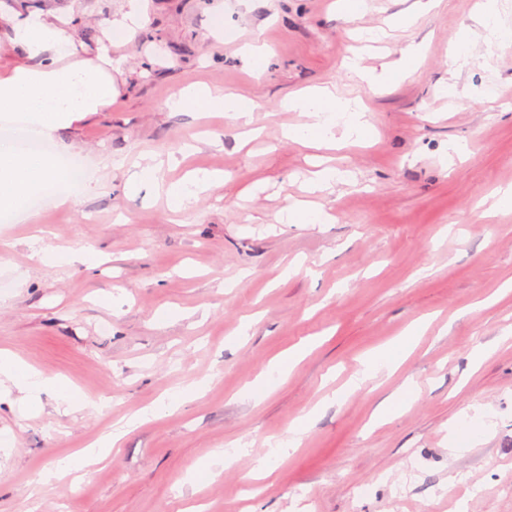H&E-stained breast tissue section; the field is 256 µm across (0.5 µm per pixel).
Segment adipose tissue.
Masks as SVG:
<instances>
[{"instance_id":"ef3b65f1","label":"adipose tissue","mask_w":512,"mask_h":512,"mask_svg":"<svg viewBox=\"0 0 512 512\" xmlns=\"http://www.w3.org/2000/svg\"><path fill=\"white\" fill-rule=\"evenodd\" d=\"M147 23L142 0H127L120 20L108 25L98 47L97 61L78 56L76 46L65 35L61 19L51 13L19 18L0 11V26L11 32V40L25 53L24 63L0 69V116L22 115L31 129L41 135L67 126L74 114L100 112L112 104L119 89L106 66L112 61V48L134 29ZM173 108H190L223 114L239 127L250 123L256 101L241 93H214L198 87L171 99ZM290 109L308 113L310 123L288 129L286 138L316 148H339L367 137L371 127L367 108L360 98L336 95L322 87L305 90L288 102ZM54 162L44 156L19 153L10 143L0 142V212L32 224L37 215L26 200L39 186L64 181ZM424 330L414 323L399 336L368 353L361 361L357 382L392 373L413 348ZM9 384L31 404L42 394L52 393L56 403L71 399L69 385L27 364L16 354L0 350V385Z\"/></svg>"}]
</instances>
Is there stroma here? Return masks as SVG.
<instances>
[{"label": "stroma", "mask_w": 512, "mask_h": 512, "mask_svg": "<svg viewBox=\"0 0 512 512\" xmlns=\"http://www.w3.org/2000/svg\"><path fill=\"white\" fill-rule=\"evenodd\" d=\"M414 2L367 0L350 20L336 0H147L146 27L112 49L117 102L47 139L53 157L97 167L98 187L74 205L44 199L37 223L0 221V348L73 385L67 406L47 394L38 411L0 405L10 445L0 512H512V212L477 208L512 185V45L487 51L479 0H440L402 27ZM0 8L75 12L88 33L80 56L92 60L125 0ZM363 28L387 36L365 42ZM256 31L270 48L260 76L241 51ZM463 40L460 67L448 46ZM409 46L420 50L418 71L378 82ZM355 51L365 76L342 67ZM196 84L253 98L259 137L243 147L233 120L168 108ZM320 86L362 97L374 137L335 152L353 179L314 196L335 223L281 224L280 209L306 195L314 154L284 137L307 121L286 103ZM147 163L160 164L165 186L195 170L225 180L173 212L163 196L130 193ZM36 237L100 261L36 263ZM420 320L424 333L397 371L347 390L364 355ZM300 345L302 360L273 392L247 394ZM200 379L196 397L160 408ZM407 384L412 398L379 420ZM98 399L105 408H93ZM478 406L488 435L449 457L466 439L453 426ZM301 421L298 447L252 483L255 460ZM121 426L107 460L59 469ZM205 460L202 485L192 473ZM50 469L56 478L42 482Z\"/></svg>", "instance_id": "stroma-1"}]
</instances>
